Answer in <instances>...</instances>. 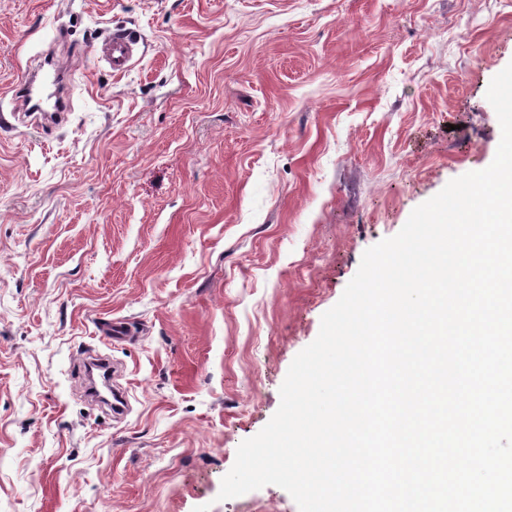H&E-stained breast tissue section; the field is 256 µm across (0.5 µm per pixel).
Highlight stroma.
<instances>
[{"mask_svg":"<svg viewBox=\"0 0 512 512\" xmlns=\"http://www.w3.org/2000/svg\"><path fill=\"white\" fill-rule=\"evenodd\" d=\"M53 48L67 120L0 121V512H298L222 479L364 252L492 163L512 0H0V114ZM113 319L119 421L74 393ZM139 38L132 31L119 30L112 34L105 45V59L116 73L124 72L134 57Z\"/></svg>","mask_w":512,"mask_h":512,"instance_id":"stroma-1","label":"stroma"}]
</instances>
